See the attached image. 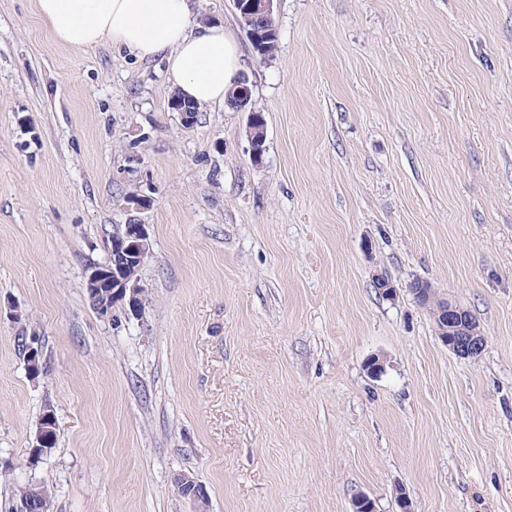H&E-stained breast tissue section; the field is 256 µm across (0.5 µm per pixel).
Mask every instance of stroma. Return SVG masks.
<instances>
[{"instance_id": "stroma-1", "label": "stroma", "mask_w": 512, "mask_h": 512, "mask_svg": "<svg viewBox=\"0 0 512 512\" xmlns=\"http://www.w3.org/2000/svg\"><path fill=\"white\" fill-rule=\"evenodd\" d=\"M191 9L241 45L261 164L247 113L183 128L163 59L69 48L0 0V512L29 484L51 512H194L182 473L209 512H399V486L413 512H512V0H276L266 60L233 0ZM134 218L147 301L106 321L85 269ZM416 280L471 313L479 357ZM443 299L446 303L438 307V314L447 326H443V332H439L438 338L455 356L478 357L485 346V336L480 326L471 317H463L464 313H469L468 310L446 298ZM57 420L55 413L51 408H47L41 418L39 430L29 450V458L35 461L47 454L49 441L53 437L51 449L56 447L57 444Z\"/></svg>"}]
</instances>
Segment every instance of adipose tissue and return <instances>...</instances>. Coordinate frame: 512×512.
<instances>
[{
  "mask_svg": "<svg viewBox=\"0 0 512 512\" xmlns=\"http://www.w3.org/2000/svg\"><path fill=\"white\" fill-rule=\"evenodd\" d=\"M56 40L74 49L103 42L142 59L164 57L181 95L224 102L242 67L223 26L195 22L190 0H36Z\"/></svg>",
  "mask_w": 512,
  "mask_h": 512,
  "instance_id": "adipose-tissue-1",
  "label": "adipose tissue"
}]
</instances>
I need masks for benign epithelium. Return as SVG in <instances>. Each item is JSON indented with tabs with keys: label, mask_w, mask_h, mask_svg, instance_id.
<instances>
[{
	"label": "benign epithelium",
	"mask_w": 512,
	"mask_h": 512,
	"mask_svg": "<svg viewBox=\"0 0 512 512\" xmlns=\"http://www.w3.org/2000/svg\"><path fill=\"white\" fill-rule=\"evenodd\" d=\"M236 6L245 9L242 17L247 23H252L254 17L261 15L265 18L274 16V0H247L241 3L236 0ZM238 84L241 93L235 98L240 112L249 113L248 141L250 154L254 163L262 161L263 146H256L255 137L259 129L254 126L256 119L250 94V79L247 74L239 76ZM170 109L181 115V121L186 129L196 124L195 112L179 98H172ZM150 237L147 225L139 219H132L121 232L112 236L111 256L104 264H92L85 270L84 286L91 300L98 299V291L103 288L112 292V302L98 306L97 314L103 319L112 317V307L119 304L126 314L136 317L142 309L144 287L131 270L140 268L150 254ZM466 309L450 301L438 307L439 318L446 323L440 341L454 355L461 358L478 357L485 346V336L480 326L472 319L464 318ZM57 430V420L52 409L44 411L39 430L29 450V458L35 461L47 454L49 441Z\"/></svg>",
	"instance_id": "benign-epithelium-1"
}]
</instances>
